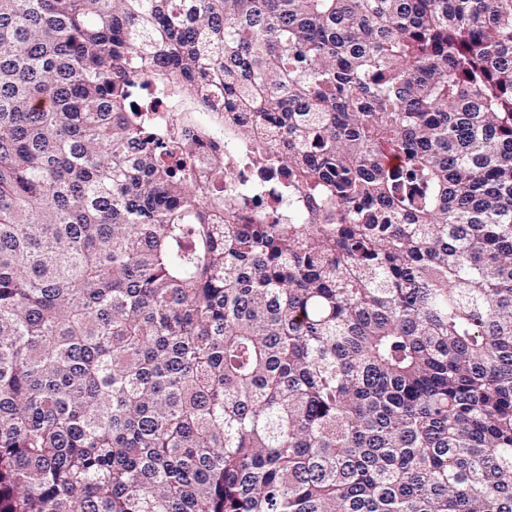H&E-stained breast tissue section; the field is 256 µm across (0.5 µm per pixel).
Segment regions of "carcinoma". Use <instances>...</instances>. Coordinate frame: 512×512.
<instances>
[{"label":"carcinoma","mask_w":512,"mask_h":512,"mask_svg":"<svg viewBox=\"0 0 512 512\" xmlns=\"http://www.w3.org/2000/svg\"><path fill=\"white\" fill-rule=\"evenodd\" d=\"M0 512H512V0H0Z\"/></svg>","instance_id":"obj_1"}]
</instances>
